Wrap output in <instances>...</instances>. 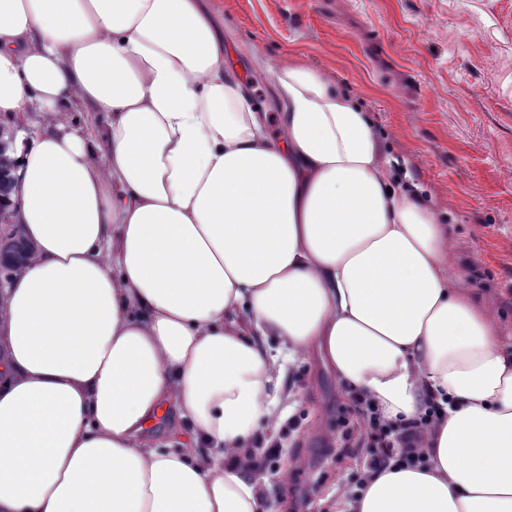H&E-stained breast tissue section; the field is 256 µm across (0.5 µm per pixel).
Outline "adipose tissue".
<instances>
[{
    "mask_svg": "<svg viewBox=\"0 0 512 512\" xmlns=\"http://www.w3.org/2000/svg\"><path fill=\"white\" fill-rule=\"evenodd\" d=\"M227 71L207 0H0V512H273L253 439L312 351L385 421L441 407L345 512H512V343L447 228L314 68L274 137Z\"/></svg>",
    "mask_w": 512,
    "mask_h": 512,
    "instance_id": "adipose-tissue-1",
    "label": "adipose tissue"
}]
</instances>
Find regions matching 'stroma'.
<instances>
[{
    "label": "stroma",
    "mask_w": 512,
    "mask_h": 512,
    "mask_svg": "<svg viewBox=\"0 0 512 512\" xmlns=\"http://www.w3.org/2000/svg\"><path fill=\"white\" fill-rule=\"evenodd\" d=\"M236 77L278 124L275 72L308 64L355 96L411 192L446 224L461 273L512 341V0H212ZM292 395L260 434L255 476L277 512H329L368 448L337 456L358 415L319 353L289 364ZM275 456H268V449Z\"/></svg>",
    "instance_id": "stroma-1"
}]
</instances>
